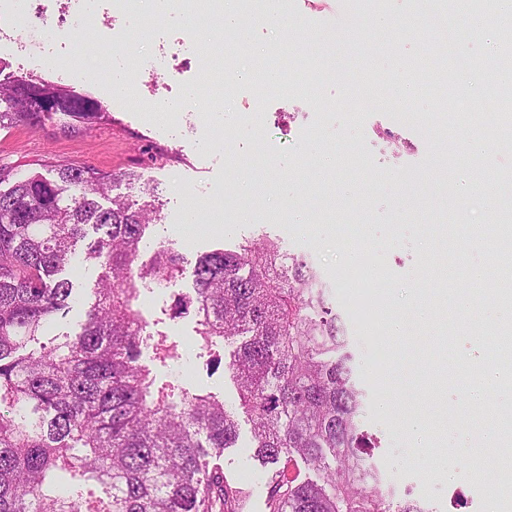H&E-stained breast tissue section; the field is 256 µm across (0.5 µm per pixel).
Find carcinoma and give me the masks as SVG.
Returning <instances> with one entry per match:
<instances>
[{"instance_id": "cac0c4a2", "label": "carcinoma", "mask_w": 512, "mask_h": 512, "mask_svg": "<svg viewBox=\"0 0 512 512\" xmlns=\"http://www.w3.org/2000/svg\"><path fill=\"white\" fill-rule=\"evenodd\" d=\"M108 118L101 103L34 74L0 80V130L46 122L70 129ZM142 175L58 164L44 175L0 165V512H242L240 491L219 459L238 423L210 394L156 385L139 363L178 358L167 337L147 331L139 284L183 269L165 246L137 265L155 205L109 197L118 179ZM105 199L108 205L100 200ZM498 265L483 287L512 305V211H500ZM83 259L101 269L79 332L62 342L48 327L72 310L62 273ZM190 309L201 349L236 343L228 369L266 468L268 512H429L396 500L361 429L364 390L326 287L304 258H287L261 235L196 258ZM503 370L512 326L496 329Z\"/></svg>"}]
</instances>
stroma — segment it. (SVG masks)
<instances>
[{
    "mask_svg": "<svg viewBox=\"0 0 512 512\" xmlns=\"http://www.w3.org/2000/svg\"><path fill=\"white\" fill-rule=\"evenodd\" d=\"M19 5L18 35L26 47L0 40V80L29 72L30 55L45 53L50 62L42 75L100 100L110 118L89 130H64L49 122L0 131V163L23 173L60 163L116 174L135 171L154 187L159 216L146 231L139 261L149 262L163 244L186 261L176 279L142 289L138 307L150 332L166 335L181 357L163 365L146 348L141 361L159 381L215 395L234 414L239 437L220 463L227 482L245 493L246 512H267L266 473L254 457L251 424L228 368L211 365L200 349L194 315L176 317L171 308L177 295L192 288L197 255L261 234L279 239L283 252L309 260L325 281L356 355L365 393L362 428L375 443L371 462L396 495L419 500L430 512H448L453 486L467 501L464 512H512V491L488 499L482 484L472 481L455 434L438 428L440 421L460 418L468 432L482 433L478 416L512 407V388L488 391L480 405L469 397L474 386L469 367L495 343L497 306L469 283V269L491 268L495 259L472 248L468 233L493 223L498 202L476 195L462 208L449 193V169H468L471 156L449 158L458 128L454 112L433 108L438 93L422 92L414 102L422 111L418 123L408 130L401 125L397 97L403 71L436 40L413 0H388L385 12L396 21L388 30L375 26L368 0H281L297 45L308 49L321 72L317 84L300 91L295 109L282 104L276 88L257 82L230 88L221 77L229 54L242 68L266 69L264 51L272 37L264 30L252 29L250 43L237 47L220 26L184 31L178 10L152 15L151 36L111 48L128 81L126 99L117 104L109 68L86 67L77 79L69 72L75 59L101 50L107 40L112 17L103 0H93L97 19L79 30L66 23L70 0H50L47 18L56 28L50 45L36 17L39 0ZM324 29L336 33L334 43L310 39V32ZM151 54L177 56L182 74L150 79L142 62ZM190 85L197 91L192 99L185 95ZM257 100L266 121L259 133L214 121L210 114L224 107L246 117ZM233 136L240 146L229 159L217 143ZM321 149L335 154V165L315 168ZM267 182L278 185V194L264 197L261 205L240 207L236 223L185 220L188 213L204 211L216 190L231 189L240 199L244 184L257 191ZM326 188L361 202L356 223L320 221ZM352 238L361 243L364 263L347 259ZM452 254L458 258L454 266L448 263ZM65 275L76 299L68 318L48 328L51 337L77 331L98 271L78 261ZM359 276L376 307L374 336L357 329L349 303V282ZM462 294L469 298L463 315L457 310Z\"/></svg>",
    "mask_w": 512,
    "mask_h": 512,
    "instance_id": "obj_1",
    "label": "stroma"
}]
</instances>
